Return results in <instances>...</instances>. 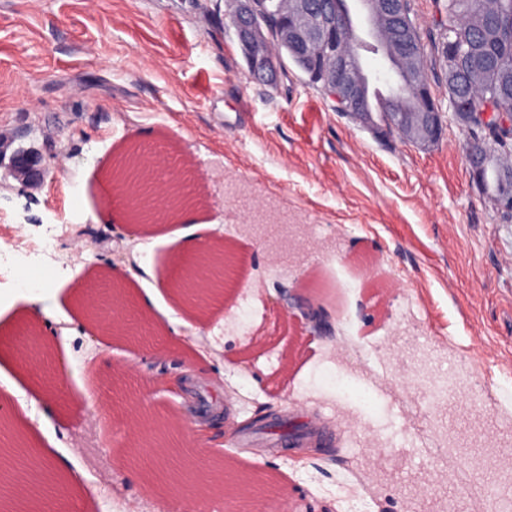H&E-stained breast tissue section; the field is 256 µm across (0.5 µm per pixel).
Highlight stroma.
<instances>
[{"instance_id": "obj_1", "label": "stroma", "mask_w": 512, "mask_h": 512, "mask_svg": "<svg viewBox=\"0 0 512 512\" xmlns=\"http://www.w3.org/2000/svg\"><path fill=\"white\" fill-rule=\"evenodd\" d=\"M224 0H0V132L55 166V179L0 184V377L52 400L27 404L42 446L78 512H228L224 495L155 490L130 453L141 402L177 429L200 469L226 454L241 475L267 471L279 512H346L358 492L383 512H446L464 487L487 512L481 464L442 481L462 448L512 455V220L475 187L446 122L421 146L374 137L287 66L253 80ZM162 143L195 204L157 223L137 260L122 206L104 204V173L129 143ZM69 226L50 269L11 264L47 230ZM224 234L246 282L237 306L204 329L209 364L171 390L195 360L170 332L179 302L180 230ZM42 282L27 303L17 279ZM122 285L143 335L99 334L81 300ZM311 286L327 336H299L280 299ZM263 339L248 347L247 334ZM292 352L290 364L281 355ZM461 383L427 405L417 381ZM345 391H337V377ZM322 435L326 455L282 446L260 428L262 405ZM207 442L193 423L213 408Z\"/></svg>"}]
</instances>
